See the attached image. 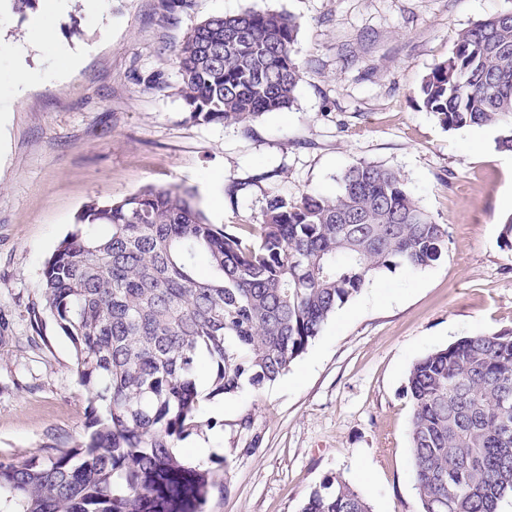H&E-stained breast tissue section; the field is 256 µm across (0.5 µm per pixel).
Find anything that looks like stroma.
Returning <instances> with one entry per match:
<instances>
[{"mask_svg":"<svg viewBox=\"0 0 512 512\" xmlns=\"http://www.w3.org/2000/svg\"><path fill=\"white\" fill-rule=\"evenodd\" d=\"M251 8L297 25L293 106L247 126L190 121L171 91L176 47L208 16ZM506 10L512 0H106L96 16L75 5L56 28L73 69L28 38L30 16L0 11V461L86 433L73 347L31 314L44 262L86 203L180 185L209 223L260 224L272 196L336 194L340 174L366 162L397 172L447 225V255L376 275L280 379L203 402L201 430L177 450L224 463L207 512H300L336 476L371 512H419L407 377L460 338L512 331V252L498 239L512 152L497 128H445L418 89L463 30Z\"/></svg>","mask_w":512,"mask_h":512,"instance_id":"1","label":"stroma"}]
</instances>
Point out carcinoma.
<instances>
[{"label": "carcinoma", "instance_id": "carcinoma-1", "mask_svg": "<svg viewBox=\"0 0 512 512\" xmlns=\"http://www.w3.org/2000/svg\"><path fill=\"white\" fill-rule=\"evenodd\" d=\"M297 26L281 12L217 14L175 51L174 94L194 122L247 124L289 108L303 77ZM418 95L448 129L505 131L512 151V11L463 31ZM334 196H279L261 224H210L181 186L95 198L45 262L42 301L74 348L92 409L68 446L0 462V512H205L220 470L173 452L202 428L203 399L288 371L335 313L384 269H425L448 252L400 176L345 169ZM208 272L198 273L200 260ZM210 363L209 391L197 374ZM410 452L420 512H498L512 496V333L467 336L411 367ZM301 512H369L342 478Z\"/></svg>", "mask_w": 512, "mask_h": 512}]
</instances>
